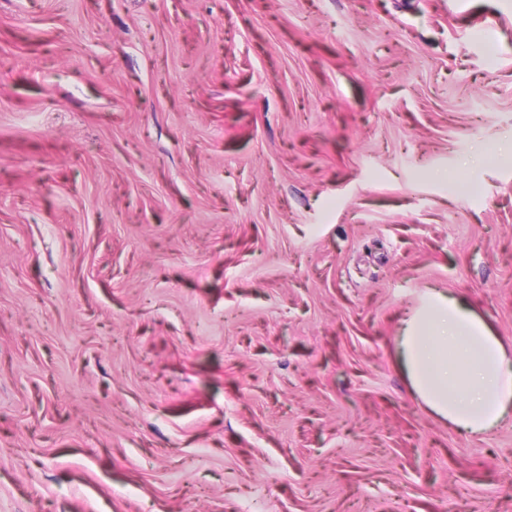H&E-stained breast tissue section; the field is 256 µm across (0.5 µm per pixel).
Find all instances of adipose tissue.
Returning a JSON list of instances; mask_svg holds the SVG:
<instances>
[{
    "mask_svg": "<svg viewBox=\"0 0 512 512\" xmlns=\"http://www.w3.org/2000/svg\"><path fill=\"white\" fill-rule=\"evenodd\" d=\"M399 347L413 391L440 419L482 435L512 416V352L468 303L425 292Z\"/></svg>",
    "mask_w": 512,
    "mask_h": 512,
    "instance_id": "adipose-tissue-1",
    "label": "adipose tissue"
}]
</instances>
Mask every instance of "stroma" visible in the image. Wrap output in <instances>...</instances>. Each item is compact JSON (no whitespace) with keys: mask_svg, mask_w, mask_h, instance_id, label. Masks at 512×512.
Returning a JSON list of instances; mask_svg holds the SVG:
<instances>
[{"mask_svg":"<svg viewBox=\"0 0 512 512\" xmlns=\"http://www.w3.org/2000/svg\"><path fill=\"white\" fill-rule=\"evenodd\" d=\"M428 288L512 346V0H0V512H512ZM415 394L434 415L472 435L512 413V356L463 300L426 291L399 340Z\"/></svg>","mask_w":512,"mask_h":512,"instance_id":"1","label":"stroma"}]
</instances>
